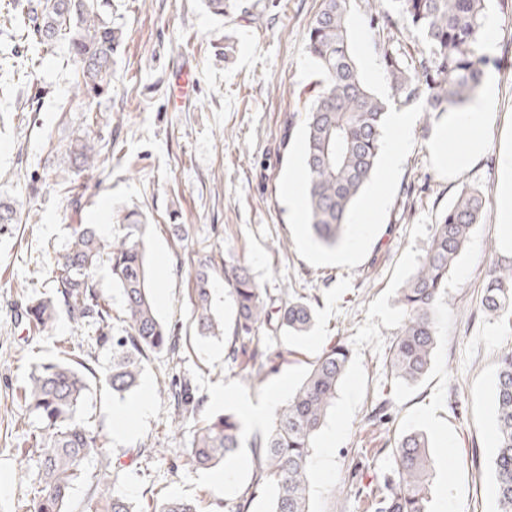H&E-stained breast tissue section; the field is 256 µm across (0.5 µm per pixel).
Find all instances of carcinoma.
<instances>
[{"label": "carcinoma", "instance_id": "1", "mask_svg": "<svg viewBox=\"0 0 512 512\" xmlns=\"http://www.w3.org/2000/svg\"><path fill=\"white\" fill-rule=\"evenodd\" d=\"M352 0H322L307 31V49L321 79L304 113L308 122L307 166L311 172L309 200L311 231L333 247L344 232L352 202L372 176L380 150L381 122L388 104L361 82L347 38L346 15ZM396 12L384 0H367L380 64L393 92L394 103L424 105L430 119L466 110L486 76L484 24L486 0H394ZM217 15L241 9V0H207ZM27 34L42 44L67 38L81 63L78 87L100 91L111 76L112 54L121 34L94 9L93 0H42ZM407 21L423 35V46L408 52L395 46L399 22ZM102 148L90 138L77 139L62 157L94 169ZM488 191L464 187L436 221L432 243L414 273L398 290L397 304L404 313L390 351L387 368L403 385L420 382L430 371L439 332L434 317L442 300L448 273L464 251L474 226L480 223ZM145 225L137 220L119 225L112 241H101L91 224L71 228L68 247L55 255L51 269L69 317L76 322L105 325L112 319L109 303L98 287L97 269L106 264L112 284L121 289L125 329L121 336L104 334L112 366L106 381L122 396L137 387L149 355L175 352L178 337L157 316L145 258ZM213 259L197 260L192 303L203 334L224 335V324L211 310ZM483 309L499 319L502 331L512 335V255L489 264ZM224 282L235 307L229 356L253 343L264 327L305 336L314 325L313 308L300 297L272 298L241 265H224ZM57 303L39 299L26 307L28 325L45 329L54 321ZM348 348L335 342L311 364L305 378L281 403L269 429L250 442L254 484L273 490L269 512H310L314 441L330 418L338 387L349 363ZM92 369L73 360L41 362L28 375L23 389L24 410L40 427L27 433L25 442L38 458L33 497L21 512H68L76 481L89 483L86 512H133L131 503L112 490L116 468L108 461L91 474L88 458L103 454L100 431L79 417L89 390L86 373ZM177 415L196 417L204 398L187 380H174L165 388ZM497 441L493 456L497 512H512V351L500 357L495 392ZM243 424L233 414L207 418L195 428L188 456L197 469H211L233 461L242 448ZM395 479L385 483L388 493L369 489L376 512H428L430 452L426 433L403 435L395 448ZM154 512H197L189 500L171 497Z\"/></svg>", "mask_w": 512, "mask_h": 512}]
</instances>
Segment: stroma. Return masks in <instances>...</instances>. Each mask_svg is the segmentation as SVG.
I'll list each match as a JSON object with an SVG mask.
<instances>
[{
  "label": "stroma",
  "instance_id": "1",
  "mask_svg": "<svg viewBox=\"0 0 512 512\" xmlns=\"http://www.w3.org/2000/svg\"><path fill=\"white\" fill-rule=\"evenodd\" d=\"M94 2L123 37L108 89L88 97L78 91L79 66L66 41L40 45L10 24L8 6L25 17L38 0H0V199L19 217L0 231V512H17L37 475L23 441L38 422L26 416L21 388L33 363L64 352L95 371L81 415L100 429L110 459L143 451L115 485L133 512H153L169 496L193 500L199 512H232L250 487L249 512H268L271 490L253 487L250 448L225 468L188 465L194 422L176 417L161 388L175 376L190 379L204 398L201 418L240 415L243 399L258 402L278 389L292 394L336 341L351 359L332 418L315 440L313 512H374L358 490L393 474L394 441L415 428L432 444L429 512H495L494 390L498 357L512 350V335L485 314L482 298L499 247L498 154L512 143V46L502 33L512 21V0L487 4L495 122L484 153L456 169L434 152L447 118H418L395 199L353 268L302 259L279 199L288 155L283 123L289 113L304 112L315 93L306 33L320 0H247L246 11L228 17L213 14L205 0ZM188 69L196 82L177 94ZM85 135L109 148L99 168L59 166L70 141ZM466 186L488 189L490 201L448 277L432 368L416 386H394L386 363L403 322L397 290L428 249L438 214ZM133 211L146 226L156 312L178 336L179 350L151 355L135 392L120 397L104 381L111 353L98 343L96 324L61 312L48 331L31 334L21 316L28 297L54 294L50 262L73 225L114 227ZM177 224L188 229L187 240L175 236ZM204 255L217 269L212 310L224 324L218 338L198 335L193 317L194 270ZM228 261L246 266L270 297L288 290L314 301L308 336L259 333L255 345L268 359L260 381L247 378L248 355L228 356ZM385 388L388 418L370 420ZM219 391L220 406L213 402ZM143 401L149 411L142 417ZM116 407L135 417L131 434L114 431Z\"/></svg>",
  "mask_w": 512,
  "mask_h": 512
}]
</instances>
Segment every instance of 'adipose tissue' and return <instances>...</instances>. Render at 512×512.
I'll return each mask as SVG.
<instances>
[{
	"mask_svg": "<svg viewBox=\"0 0 512 512\" xmlns=\"http://www.w3.org/2000/svg\"><path fill=\"white\" fill-rule=\"evenodd\" d=\"M493 90H486L484 96L473 103L466 111L457 113L446 131L440 133L435 151L439 157H452L456 166H466L479 156L485 147V130L492 124L494 115L489 110ZM467 129L469 135L458 139L459 129Z\"/></svg>",
	"mask_w": 512,
	"mask_h": 512,
	"instance_id": "obj_1",
	"label": "adipose tissue"
}]
</instances>
